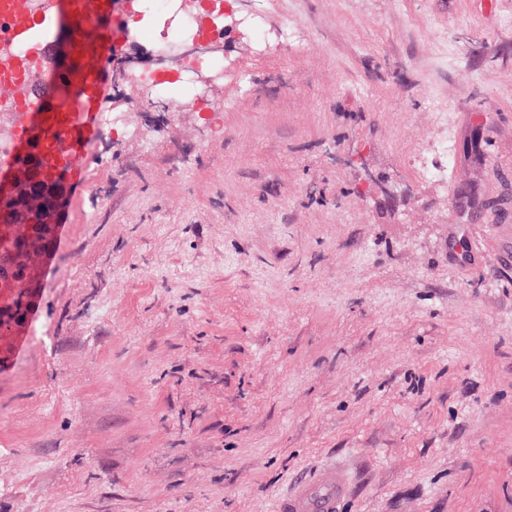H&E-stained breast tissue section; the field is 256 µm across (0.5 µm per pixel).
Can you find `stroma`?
<instances>
[{
  "mask_svg": "<svg viewBox=\"0 0 512 512\" xmlns=\"http://www.w3.org/2000/svg\"><path fill=\"white\" fill-rule=\"evenodd\" d=\"M130 7L0 333V512H275L332 462L342 512H512V0H241L300 41L230 26L220 102L161 106ZM454 132L450 128L443 140L436 149L437 155L441 158L439 165L425 160H413V165L425 178H442L448 172V165L453 161ZM3 278V282L1 279ZM0 287L2 288H16L17 297L12 303L6 307H0V329H6L15 321L16 317L21 315L24 319L26 313V307L23 303L24 289L19 283L16 276L13 278V274H0Z\"/></svg>",
  "mask_w": 512,
  "mask_h": 512,
  "instance_id": "stroma-1",
  "label": "stroma"
}]
</instances>
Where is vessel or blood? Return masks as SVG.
I'll return each mask as SVG.
<instances>
[{
  "instance_id": "obj_1",
  "label": "vessel or blood",
  "mask_w": 512,
  "mask_h": 512,
  "mask_svg": "<svg viewBox=\"0 0 512 512\" xmlns=\"http://www.w3.org/2000/svg\"><path fill=\"white\" fill-rule=\"evenodd\" d=\"M65 3L69 18L67 40L77 47L73 62L57 72V84L71 91L73 103L61 107L44 93L27 89L28 110L17 117L14 149L17 159H27L26 146L32 136H40L43 146L36 155L42 162L53 160L56 151L70 146L74 154L67 162L68 176L79 179L83 157L99 129L96 102L110 80V38L119 24L112 0H45V14L57 3ZM350 491L349 476L336 467L297 478L282 499L280 512H340Z\"/></svg>"
}]
</instances>
